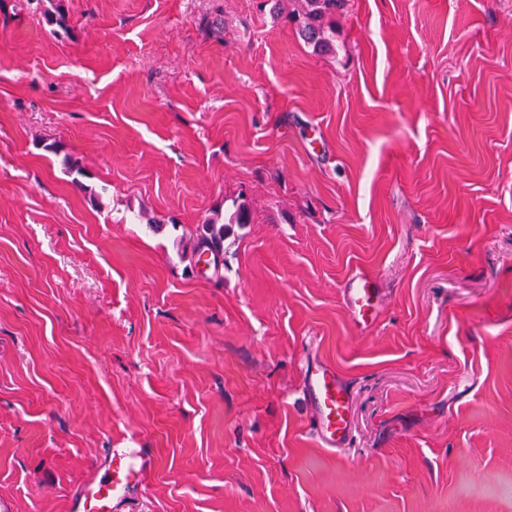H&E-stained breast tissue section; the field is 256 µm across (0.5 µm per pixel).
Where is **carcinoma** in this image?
Wrapping results in <instances>:
<instances>
[{
    "label": "carcinoma",
    "instance_id": "1",
    "mask_svg": "<svg viewBox=\"0 0 512 512\" xmlns=\"http://www.w3.org/2000/svg\"><path fill=\"white\" fill-rule=\"evenodd\" d=\"M348 0H263V5L269 7V13L274 18L284 15L296 25L299 37L313 51L326 55L335 52L331 36L332 18L336 13L345 9ZM227 236L226 225L210 219L197 227L196 253L208 252L214 264V271H220L224 255V238Z\"/></svg>",
    "mask_w": 512,
    "mask_h": 512
}]
</instances>
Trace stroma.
I'll list each match as a JSON object with an SVG mask.
<instances>
[{"instance_id": "35a3bbf8", "label": "stroma", "mask_w": 512, "mask_h": 512, "mask_svg": "<svg viewBox=\"0 0 512 512\" xmlns=\"http://www.w3.org/2000/svg\"><path fill=\"white\" fill-rule=\"evenodd\" d=\"M63 5L0 0V504L151 448L135 512H512V0H348L332 55L260 0ZM251 223V211L245 202L236 204L235 211L228 218L227 223H220L218 220H206L204 224L197 227L196 253L209 252L213 261L215 273H219L224 255V238L227 236V225L224 224H249ZM375 298L374 282L371 276L359 273L348 280L344 291V303L352 321L361 332L370 326ZM306 378V398L317 415V441L328 450L345 448L351 439L350 390L327 362H308Z\"/></svg>"}]
</instances>
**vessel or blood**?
<instances>
[{
    "instance_id": "obj_1",
    "label": "vessel or blood",
    "mask_w": 512,
    "mask_h": 512,
    "mask_svg": "<svg viewBox=\"0 0 512 512\" xmlns=\"http://www.w3.org/2000/svg\"><path fill=\"white\" fill-rule=\"evenodd\" d=\"M376 298L371 276H352L344 291L345 307L356 326L367 329ZM306 398L317 416V440L321 447L338 450L351 439L352 395L333 365L308 362ZM154 464L148 448H114L97 477L76 490L70 512H125L138 494Z\"/></svg>"
}]
</instances>
